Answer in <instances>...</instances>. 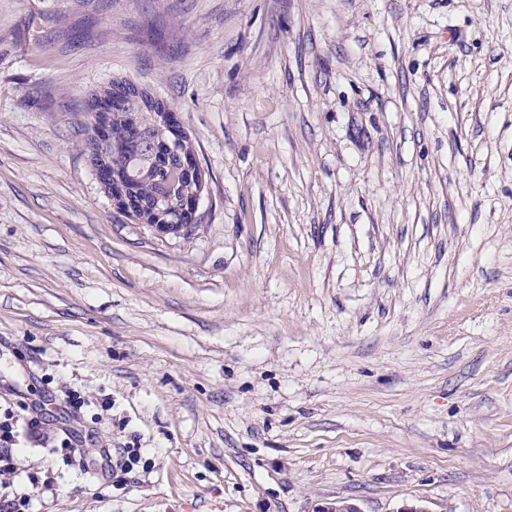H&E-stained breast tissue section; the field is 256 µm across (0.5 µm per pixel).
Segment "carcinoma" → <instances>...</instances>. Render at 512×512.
I'll use <instances>...</instances> for the list:
<instances>
[{
	"instance_id": "1",
	"label": "carcinoma",
	"mask_w": 512,
	"mask_h": 512,
	"mask_svg": "<svg viewBox=\"0 0 512 512\" xmlns=\"http://www.w3.org/2000/svg\"><path fill=\"white\" fill-rule=\"evenodd\" d=\"M116 97L126 108L112 113V152H102L95 127L82 123L91 167H106L112 172L105 193L125 199L137 224L156 222V205L161 201L167 203L169 213L188 223L190 212L181 208L202 191L198 174L181 166L180 157L194 152L191 137L184 136L178 150L170 151V132L156 120L165 105L125 80L92 91L88 107L95 110Z\"/></svg>"
}]
</instances>
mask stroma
I'll return each instance as SVG.
<instances>
[{
	"mask_svg": "<svg viewBox=\"0 0 512 512\" xmlns=\"http://www.w3.org/2000/svg\"><path fill=\"white\" fill-rule=\"evenodd\" d=\"M115 78L192 137L189 235L83 153ZM47 395L36 512H512V0H0V413ZM144 448H123L115 464L112 463V479L115 486L126 485V475L135 471L142 462ZM120 474H119V473Z\"/></svg>",
	"mask_w": 512,
	"mask_h": 512,
	"instance_id": "stroma-1",
	"label": "stroma"
}]
</instances>
